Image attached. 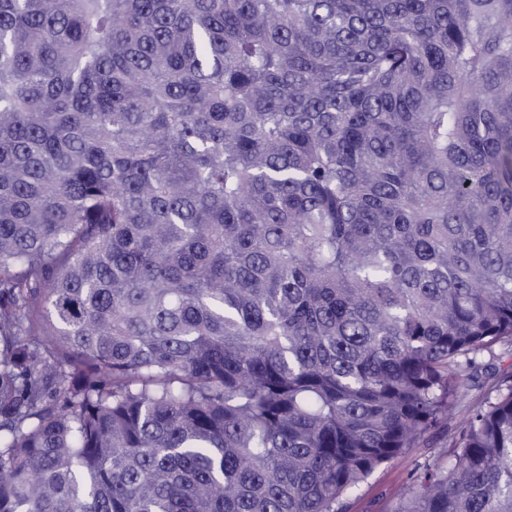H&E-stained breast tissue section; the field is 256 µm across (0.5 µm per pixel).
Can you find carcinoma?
Segmentation results:
<instances>
[{"instance_id":"1","label":"carcinoma","mask_w":512,"mask_h":512,"mask_svg":"<svg viewBox=\"0 0 512 512\" xmlns=\"http://www.w3.org/2000/svg\"><path fill=\"white\" fill-rule=\"evenodd\" d=\"M498 344L512 0H0V512H512ZM454 430L439 426L416 448L377 468L347 498V512H392L417 462L433 460L446 448Z\"/></svg>"}]
</instances>
